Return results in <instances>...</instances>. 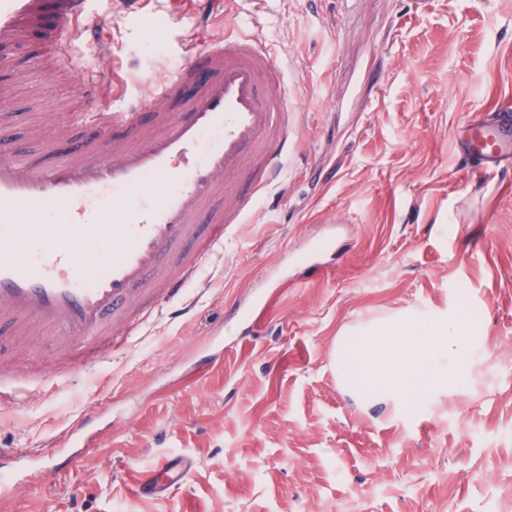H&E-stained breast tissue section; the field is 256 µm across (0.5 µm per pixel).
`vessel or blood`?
I'll return each instance as SVG.
<instances>
[{"label": "vessel or blood", "instance_id": "obj_1", "mask_svg": "<svg viewBox=\"0 0 512 512\" xmlns=\"http://www.w3.org/2000/svg\"><path fill=\"white\" fill-rule=\"evenodd\" d=\"M35 29L50 58L65 61L93 29L88 0H0V68L20 78L36 67L17 52ZM191 83L199 91L187 100ZM288 112L275 60L256 38L229 35L190 49L153 81L149 101L71 115L59 136L75 127L84 136L68 154L52 141L36 164L0 142V321L32 319L55 331L62 351L79 343L88 361L110 357L125 339L105 335L106 323L132 331L134 312L178 295L223 244L226 225L242 223L280 177L295 146ZM470 127L469 153L512 163L511 114ZM174 480L163 466L137 494Z\"/></svg>", "mask_w": 512, "mask_h": 512}]
</instances>
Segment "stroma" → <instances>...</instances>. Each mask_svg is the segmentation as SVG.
Instances as JSON below:
<instances>
[{
  "label": "stroma",
  "instance_id": "1",
  "mask_svg": "<svg viewBox=\"0 0 512 512\" xmlns=\"http://www.w3.org/2000/svg\"><path fill=\"white\" fill-rule=\"evenodd\" d=\"M90 10L98 39L72 43L70 75L16 82L0 141L40 161L90 75L143 99L189 43L229 30L280 65L297 147L122 352L79 366L48 333L0 328L19 378L0 448L37 457L0 512H512V165L455 150L469 116L512 102V0H229L199 30L194 0ZM463 302L480 336L466 389L410 415L341 391L343 328ZM90 408L72 449L64 432ZM166 462L182 479L136 498Z\"/></svg>",
  "mask_w": 512,
  "mask_h": 512
}]
</instances>
